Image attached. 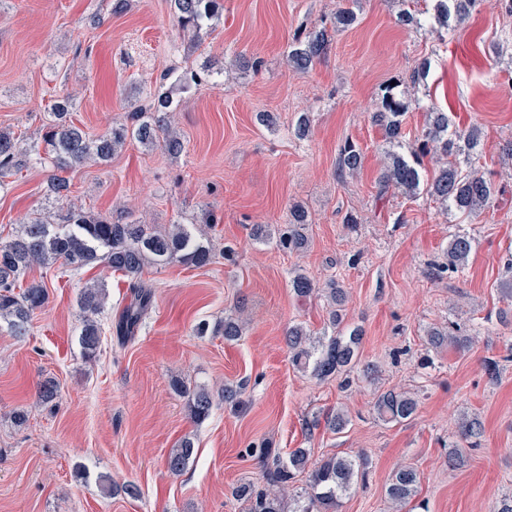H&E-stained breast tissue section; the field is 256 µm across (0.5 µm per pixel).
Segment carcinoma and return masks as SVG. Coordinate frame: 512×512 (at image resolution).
<instances>
[{
    "label": "carcinoma",
    "instance_id": "obj_1",
    "mask_svg": "<svg viewBox=\"0 0 512 512\" xmlns=\"http://www.w3.org/2000/svg\"><path fill=\"white\" fill-rule=\"evenodd\" d=\"M433 20L444 30L464 21L481 0H433ZM170 9L182 31L193 34L200 41L223 16L222 0H170ZM357 22V14L350 8L336 13L334 28L345 31ZM330 35L324 27L298 31L288 46V60L295 69L309 71L315 62L327 53ZM429 63L421 62L410 72L387 83L380 90V102L372 120L383 132L384 166L378 178L379 194L390 191L415 197L423 190L431 198L466 216L479 214L492 203L495 184L475 169H465L457 161L477 154L481 145V132L472 126L457 130L448 113L427 112L425 127L418 146L409 153L404 147V116L411 100L403 85L414 86L426 77ZM73 103L68 96L56 100L53 121L46 126L43 137L46 159L58 172L89 160L107 162L117 148L135 140L144 146L160 143L172 156L182 152L181 138L169 127L168 113L173 111V100L166 92L157 91L148 100L129 113V122L114 125L101 135L91 138L70 120ZM435 156L442 164L426 178L423 159ZM29 160L28 150L21 146L13 133L0 130V185L3 178L24 166ZM363 163L359 146L347 141L339 149L338 168L343 174H354ZM70 184L65 177L52 175L49 195L62 204L64 212L38 214L22 225L17 235L0 242V323L7 324L15 336H24L35 311L48 299L45 281L25 276L32 267L61 262L62 266L78 271L96 262L104 263L114 272L129 278L131 301L114 324L117 339L126 342L134 338L140 324L152 305L153 289L140 280L148 263L167 264L178 261L184 265L204 267L212 263L213 253L202 235L191 232L185 224H176L169 231H155L145 224H128L121 219H110L72 204L68 199ZM309 224L305 208L295 203L288 208L285 227L278 230L279 244L290 251H301L308 244L305 233ZM475 240L466 232L450 236L444 252L446 262L439 272L454 275L464 273L474 251ZM293 293L306 298L315 291L313 281L298 273L291 279ZM327 301L330 306L329 325L333 335L314 337L304 326L288 327L287 343L292 362L312 376L326 380L333 376L348 375L358 366L361 331L345 324L344 307L347 291L338 281L329 283ZM105 285L95 281L80 294L84 313L80 333L83 354L95 356L101 336L96 320L103 300ZM197 335L207 332L224 336L231 342L241 336L238 321L226 318L214 326L200 322ZM427 347L433 350L448 348L458 354L471 350L475 337L463 334L455 326L432 327L426 334ZM174 389L187 397L190 419L201 424L213 408V397L204 387H188L177 381ZM419 406L413 394L394 388L381 392L374 404L378 418L386 423L411 420ZM484 432L483 421L476 414L463 413L458 421V440L448 446V467L459 469L468 461L465 448H476ZM195 452L194 440L183 437L167 458L168 469L181 472ZM260 466L263 484L244 482L235 488V495L249 503V512H337L343 496L355 486L365 482L370 461L365 456L330 455L310 462L307 448H296L284 459L265 444L246 449ZM418 472L408 465L394 470L386 487L388 499L402 509L412 503L417 494Z\"/></svg>",
    "mask_w": 512,
    "mask_h": 512
}]
</instances>
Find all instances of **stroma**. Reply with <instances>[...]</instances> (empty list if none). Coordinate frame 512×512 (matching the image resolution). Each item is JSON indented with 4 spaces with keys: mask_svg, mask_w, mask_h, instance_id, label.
<instances>
[{
    "mask_svg": "<svg viewBox=\"0 0 512 512\" xmlns=\"http://www.w3.org/2000/svg\"><path fill=\"white\" fill-rule=\"evenodd\" d=\"M0 0V129L24 146L40 144L55 100L71 95V119L96 136L125 123L149 93L164 89L177 109L171 125L183 152L127 143L111 162L67 170L71 196L106 217L165 229L215 218L206 238L215 253L203 268L145 265L154 287L149 314L136 336L119 342L112 323L128 303V280L103 264L71 271L37 267L48 300L29 332L0 328V512H248L233 491L242 479L260 481L245 450L269 443L281 455L307 448L312 459L366 453V486L347 495L339 512H394L386 487L397 466L420 473L416 499L429 512H492L512 494V324L500 322L501 290L512 272V165L502 147L512 140V16L499 0H482L470 18L446 32L427 22L399 23L401 0H357L354 27L334 34L330 49L305 73L288 62L301 29L333 21L347 0H224V14L201 44L178 27L167 0ZM257 58L259 71L239 68ZM429 60L412 92L406 144L420 137L428 109L456 126L482 131L473 168L491 175L501 194L493 207L465 217L430 196L379 195L383 146L372 123L383 84ZM207 71L199 84L181 81L186 69ZM167 81H160L161 73ZM270 113L272 127L258 113ZM311 119L308 138L293 127ZM353 141L363 167L342 178L339 147ZM53 167L31 161L0 187V239L56 210L46 192ZM309 215L306 249L282 251L275 238L254 240L256 224H282L288 207ZM358 222L347 228L346 214ZM464 231L475 250L463 275L438 273L450 235ZM307 274L317 287L306 302L290 280ZM339 278L349 292L345 319L362 328L361 365L354 373L319 380L291 363L285 336L305 325L327 332L323 294ZM107 298L98 317L101 346L86 359L79 343L78 301L92 281ZM243 321L240 338L199 336V322ZM451 323L478 334L471 351H430L429 328ZM499 363L490 378L485 363ZM209 388L211 416L194 424L173 379ZM58 386L54 406L42 405L38 383ZM238 389L225 403L224 387ZM417 395L410 421L380 420V390ZM349 418L332 433L313 427L335 409ZM28 420L16 425L15 411ZM484 423L479 447L465 468L448 467L460 413ZM195 436L187 469L171 473L166 458L185 434ZM134 484L136 496L105 495L102 476Z\"/></svg>",
    "mask_w": 512,
    "mask_h": 512,
    "instance_id": "35a3bbf8",
    "label": "stroma"
}]
</instances>
